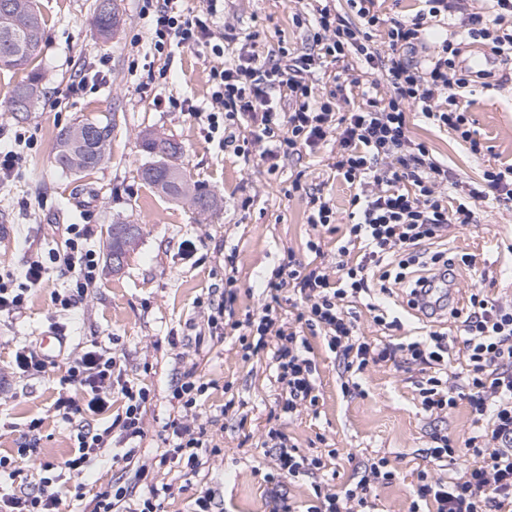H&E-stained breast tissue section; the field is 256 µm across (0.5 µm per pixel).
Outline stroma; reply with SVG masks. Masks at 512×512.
I'll return each mask as SVG.
<instances>
[{
	"mask_svg": "<svg viewBox=\"0 0 512 512\" xmlns=\"http://www.w3.org/2000/svg\"><path fill=\"white\" fill-rule=\"evenodd\" d=\"M95 0H38L45 20L41 51V96L30 112H11L7 96L23 72L0 71V149L15 151V177L0 185V222L9 227L0 237V270L22 278L30 257L48 256L59 247L66 225L85 228V249L96 255L95 284L77 307L65 310L55 298L75 286V275L48 264L40 288L32 290L21 311L0 317V456L17 457L20 473L0 477V494L38 493L41 463L62 464L70 455L76 422L56 411L59 379L84 347L115 340L127 380L154 394L143 414L146 435L131 462L113 463L103 449L89 465L81 485L60 489L61 512H83L86 499L120 478L132 480L136 469L163 451L161 430L180 407L169 394L188 368L209 388L198 400L202 420L212 423L223 450L197 474L176 467L155 469L157 483L172 486L165 512H192L197 489L210 487L222 512H273L276 495L308 504L315 496L308 477L271 486L264 479L272 465L262 440L277 411L274 370L265 355L243 358L232 335H212L210 304L221 301L225 263L233 261L236 318L261 304V290L286 251L302 262L314 257L306 248L311 232L304 197L290 194L293 181L321 189L337 211L338 224L349 221L350 190L337 178L329 152L282 160L276 172L254 160L243 163L211 142L205 119L171 108V101L191 99L210 106L208 47L175 50L165 59L153 55L142 0H117L120 24L110 39H101L94 24ZM309 0H224L217 25L234 26L260 56L303 51L307 28L297 17L308 16ZM105 78L71 93L70 84L90 69ZM497 80L476 86L466 110L486 151L474 157L456 136L412 115V134L459 180H478L484 169L512 162V67L497 66ZM115 113L117 126L110 161L82 178L58 171L52 154L55 135L76 119ZM151 129L181 143L180 164L191 181L205 185L221 201L220 209L201 215L187 204L158 194L140 177L146 157L138 134ZM140 225L141 235L122 272L113 273L105 243L112 220ZM449 255H469L471 265L458 266L453 288L460 301L481 283L489 296L512 300V211L482 207L479 221L452 230ZM377 299L398 318L400 328L377 325L363 303H356L359 333L374 342L398 343L414 335L418 321L401 291ZM64 333L66 344L55 366L35 377L16 376L9 365L17 347L48 333ZM316 364L319 401L316 410L280 418L279 428L305 455H328L331 487H355L366 467L386 457L395 480L378 486L379 512H409L418 474L425 468L424 450L432 431L447 432L456 445L475 430L467 402L448 415L426 416L419 403L417 370L390 364L369 368L359 390L343 387L347 379L334 353L318 332L307 331ZM42 419L29 431L31 419ZM83 499H76V492Z\"/></svg>",
	"mask_w": 512,
	"mask_h": 512,
	"instance_id": "stroma-1",
	"label": "stroma"
}]
</instances>
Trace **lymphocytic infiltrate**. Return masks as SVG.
I'll list each match as a JSON object with an SVG mask.
<instances>
[{"instance_id": "obj_1", "label": "lymphocytic infiltrate", "mask_w": 512, "mask_h": 512, "mask_svg": "<svg viewBox=\"0 0 512 512\" xmlns=\"http://www.w3.org/2000/svg\"><path fill=\"white\" fill-rule=\"evenodd\" d=\"M347 2L356 21L326 6L314 8L306 50L296 56L284 51L275 60L245 47L225 57L227 45L236 36L230 27L220 35L214 31L224 0H206L205 8L195 13L185 0H155L147 7L150 48L155 55L206 45L217 58V65L210 69L211 110L202 111L187 99L178 107L205 117L219 148H233L246 162L259 156L273 173L281 159L332 144L336 147L333 169L355 189L350 223L336 248L335 268L312 261L304 264L294 252H287L262 292V304L241 320L229 317L237 293L234 278H227L224 297L207 324L217 327L220 317L228 316L244 357L269 355L281 386L280 411L290 417L318 403L316 365L300 326L319 330L350 378L388 363L417 368L422 375L417 391L423 413L440 416L464 400L477 430L461 449L447 434L431 433L425 450L429 464L442 467L462 452L468 463L451 478L420 472L410 512H421L425 506L434 512H512V303L490 299L480 288H471L458 336L429 328L398 344L372 343L359 336L352 311L353 303L368 298L376 287L384 293L401 289L408 306L416 307L419 295L429 292L435 280L455 277L454 259L443 251H429V244L447 236L452 225L476 223L481 205L512 208V164L486 169L480 182H463L410 131V114L416 110L433 125L453 132L472 154H481L483 146L459 100L476 79L491 78L492 73L470 71L464 55L477 45L494 59H512V0H492L488 12L472 11L469 0H419L414 16L387 27L374 11V0ZM456 14L466 31L464 39L447 37L428 43L431 23ZM381 26L386 40L380 51L372 44V32ZM420 48L428 53L427 64L414 58ZM352 55L362 58L369 69L385 73L386 96L376 97L374 82L357 99L340 85L316 95L310 82L313 73ZM244 122L255 133L252 139L235 143L225 130ZM65 232L66 249L53 253L52 259L66 269L78 270L76 289L83 292L93 283L95 257L83 249V233L76 225H68ZM44 273V264L36 257L27 265L22 286L11 287L0 278V316L19 313ZM287 305L296 311L289 325L282 317ZM458 341L465 350L462 375L448 371L449 352ZM63 380L82 390L78 397L59 394L54 406L64 418L106 411L115 391L123 395L126 407L103 430L78 432L62 468L43 464L47 476L40 494H12L1 500L10 512H60L61 496L52 489L57 476L81 478L92 455L114 437L126 446L123 460H132L136 441L145 435L142 410L151 401V392L126 379L110 347L102 343L86 347L70 362ZM205 388L191 370L172 388L171 397L181 413L168 424L171 435L164 440L159 465L194 474L205 457L219 455L213 433L196 411L197 397ZM265 441L274 456L267 482L315 478L327 468L321 456L300 454L279 428L269 427ZM395 476L387 458H380L353 488L335 492L316 486L315 501L305 512H375L376 485L391 483ZM170 495V485L156 484L151 466L144 464L136 470L133 484L115 482L101 488L87 507L89 512H116L120 507L125 512H164Z\"/></svg>"}]
</instances>
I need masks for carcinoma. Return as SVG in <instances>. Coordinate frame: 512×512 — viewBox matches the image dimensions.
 <instances>
[{"label": "carcinoma", "mask_w": 512, "mask_h": 512, "mask_svg": "<svg viewBox=\"0 0 512 512\" xmlns=\"http://www.w3.org/2000/svg\"><path fill=\"white\" fill-rule=\"evenodd\" d=\"M14 8L6 13L0 11V69L25 70L26 77L10 91V111H16L15 104L24 101L26 111H31L41 94V72L33 63L39 53L43 34V19L37 0H12ZM106 0H95V23L100 36L108 39L119 24L117 10L108 9ZM95 126L104 136L103 146L110 145L116 128V114L100 117H85L61 128L56 137L53 152L55 167L63 174L82 176L109 159L89 141L64 140L65 131L84 124ZM151 131L139 134L140 147L149 161L142 166L141 177L159 193L173 200H185L199 214H208L220 207L218 199L198 184L190 183L178 163L182 147L174 140L164 144L153 142Z\"/></svg>", "instance_id": "1"}]
</instances>
